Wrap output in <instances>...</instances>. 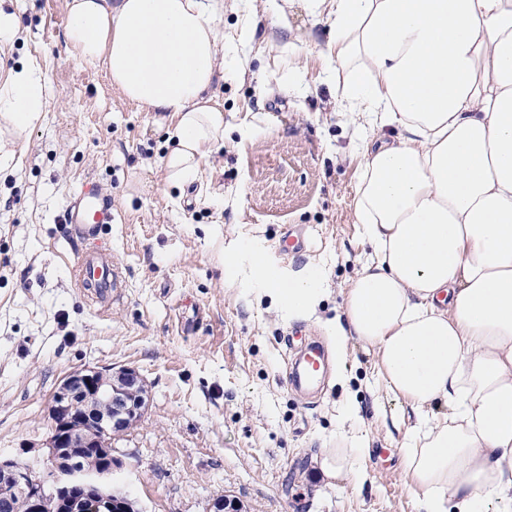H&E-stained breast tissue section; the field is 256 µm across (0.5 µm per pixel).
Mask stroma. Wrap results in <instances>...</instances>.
Wrapping results in <instances>:
<instances>
[{"label": "stroma", "instance_id": "stroma-1", "mask_svg": "<svg viewBox=\"0 0 512 512\" xmlns=\"http://www.w3.org/2000/svg\"><path fill=\"white\" fill-rule=\"evenodd\" d=\"M68 3L13 0L21 31L0 44L1 68L33 57L46 76L42 118L0 169V455L40 460L69 372L132 367L150 402L114 454L143 512H207L219 496L242 512H417L400 460L415 417L383 388L372 348L348 341L313 403L284 380L286 337L330 342L369 253L354 214L364 142L326 75L329 21L312 23L302 0H224V145L176 187L161 163L170 113L125 101L101 66L67 53ZM251 8L268 43L243 33ZM89 179L112 201L106 303L76 285L61 222ZM293 227L304 249L286 257L277 245ZM256 261L286 284L319 273L313 312L274 305ZM355 439L366 480L326 482L318 449Z\"/></svg>", "mask_w": 512, "mask_h": 512}]
</instances>
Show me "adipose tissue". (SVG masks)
I'll list each match as a JSON object with an SVG mask.
<instances>
[{
  "instance_id": "obj_1",
  "label": "adipose tissue",
  "mask_w": 512,
  "mask_h": 512,
  "mask_svg": "<svg viewBox=\"0 0 512 512\" xmlns=\"http://www.w3.org/2000/svg\"><path fill=\"white\" fill-rule=\"evenodd\" d=\"M328 19V73L366 147L354 202L371 252L333 339L375 351L385 389L412 407L401 445L417 512H512V0H304ZM224 0H71L64 41L114 90L174 113L168 183L192 182L224 142L211 91L224 70ZM45 107L28 60L0 71V122L21 140ZM289 314L318 275L282 284ZM445 404L444 419L431 417ZM361 444L324 448L326 480L362 479Z\"/></svg>"
}]
</instances>
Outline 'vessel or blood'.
<instances>
[{
  "mask_svg": "<svg viewBox=\"0 0 512 512\" xmlns=\"http://www.w3.org/2000/svg\"><path fill=\"white\" fill-rule=\"evenodd\" d=\"M112 221V204L96 184H86L66 208L62 222L69 237L81 246L74 279L82 287L103 296L115 277L112 252L99 237V227ZM330 368L327 351L321 343H303L286 369V384L298 392L320 385Z\"/></svg>",
  "mask_w": 512,
  "mask_h": 512,
  "instance_id": "obj_1",
  "label": "vessel or blood"
}]
</instances>
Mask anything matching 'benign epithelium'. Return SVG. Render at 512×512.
<instances>
[{
    "mask_svg": "<svg viewBox=\"0 0 512 512\" xmlns=\"http://www.w3.org/2000/svg\"><path fill=\"white\" fill-rule=\"evenodd\" d=\"M148 401L133 368L67 374L50 400L44 466L0 456V501L22 495L28 512H143L114 486L122 461L112 440L137 425Z\"/></svg>",
    "mask_w": 512,
    "mask_h": 512,
    "instance_id": "1",
    "label": "benign epithelium"
}]
</instances>
